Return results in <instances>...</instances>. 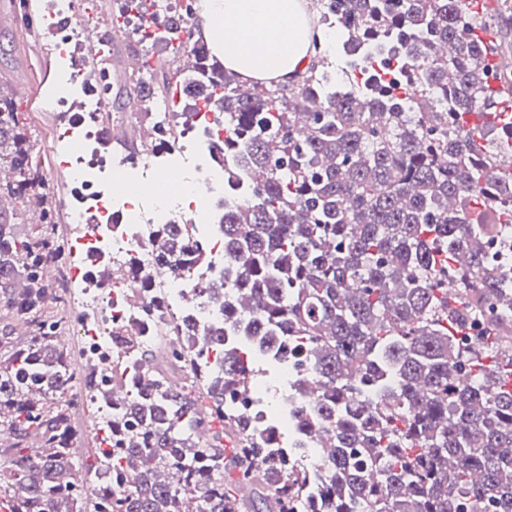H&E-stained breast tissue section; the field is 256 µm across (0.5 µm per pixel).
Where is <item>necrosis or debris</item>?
Here are the masks:
<instances>
[{
	"mask_svg": "<svg viewBox=\"0 0 512 512\" xmlns=\"http://www.w3.org/2000/svg\"><path fill=\"white\" fill-rule=\"evenodd\" d=\"M43 30L58 46L85 41L95 25L83 0H48ZM109 106L98 90L86 92L82 114L74 116L59 134L68 149L60 168L67 171L76 190L77 202L69 212L71 223L82 232L71 244L91 264L109 262L124 269L122 279H93L89 267H70L60 271L45 268L48 286L60 280L89 282L99 315L78 328H64L58 335L67 345L71 333L84 336L86 350L100 359L102 377H109L114 331L120 327L147 335L153 324L177 319L183 301L193 291L211 281L224 264V235L220 224L225 204L246 200V193L227 177L224 158L214 151L224 138V120L211 112L196 113L185 126L179 144L169 155L194 158L195 175H186L175 163L160 164V151L144 150L135 161L102 152L94 116ZM150 207H143V200ZM189 224L190 241L200 253L189 275L177 276L162 271L148 285H141L133 269L150 268L153 262L151 241L159 225ZM149 294L155 306L144 313L142 294Z\"/></svg>",
	"mask_w": 512,
	"mask_h": 512,
	"instance_id": "obj_1",
	"label": "necrosis or debris"
}]
</instances>
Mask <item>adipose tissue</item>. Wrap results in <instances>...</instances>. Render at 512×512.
<instances>
[{
  "instance_id": "obj_1",
  "label": "adipose tissue",
  "mask_w": 512,
  "mask_h": 512,
  "mask_svg": "<svg viewBox=\"0 0 512 512\" xmlns=\"http://www.w3.org/2000/svg\"><path fill=\"white\" fill-rule=\"evenodd\" d=\"M197 26L224 65L255 80H287L307 62L306 0H202Z\"/></svg>"
}]
</instances>
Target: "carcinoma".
Returning a JSON list of instances; mask_svg holds the SVG:
<instances>
[{
    "mask_svg": "<svg viewBox=\"0 0 512 512\" xmlns=\"http://www.w3.org/2000/svg\"><path fill=\"white\" fill-rule=\"evenodd\" d=\"M154 0H114L118 15H145ZM308 66L297 82L242 81L163 12L175 40L143 63L124 99L133 113L167 100L179 84L224 113L217 150L251 201L224 207V270L203 288L246 337L217 343L173 326L184 345L157 362L137 336L112 362V386L95 373L78 385L120 412L88 434L60 391L73 379L56 340L59 320L43 283L49 264L72 263L57 233L58 207L29 159L30 136L14 103L0 99V206L37 217L26 237L0 209V302L26 322L27 343L0 355V448L4 512H244L232 478L259 487L266 512H299L316 481L319 512H512V274L495 252L512 224V56L503 29L512 0L473 11L462 0H315ZM336 31L344 68L361 75L340 92L321 40ZM112 50L90 70L112 97ZM179 123L150 126L145 141L175 145ZM265 173L262 184L252 173ZM183 224H163L156 267L184 275L193 264ZM484 341L471 350L470 330ZM288 337V349L265 346ZM300 357L290 413L306 415L324 471L293 469L288 443L268 447L239 398L259 358ZM466 368L468 381L457 374ZM181 372L175 384L172 372ZM218 418L202 420L203 404ZM236 429L224 447V427ZM205 437H199V434Z\"/></svg>",
    "mask_w": 512,
    "mask_h": 512,
    "instance_id": "obj_1",
    "label": "carcinoma"
}]
</instances>
